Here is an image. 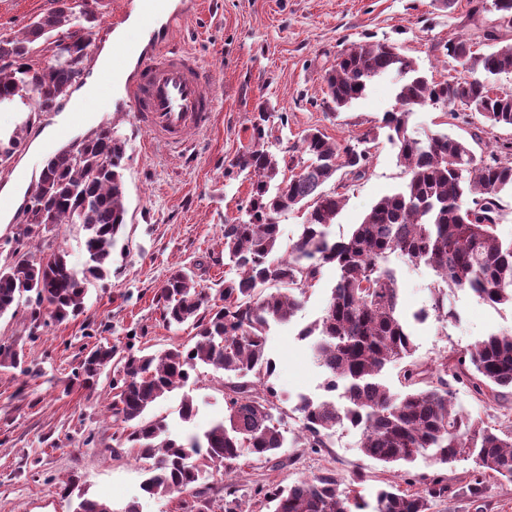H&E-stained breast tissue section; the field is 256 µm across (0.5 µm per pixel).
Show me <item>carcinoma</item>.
Returning <instances> with one entry per match:
<instances>
[{"mask_svg":"<svg viewBox=\"0 0 512 512\" xmlns=\"http://www.w3.org/2000/svg\"><path fill=\"white\" fill-rule=\"evenodd\" d=\"M468 18L475 22L496 15L483 30L488 49L463 34L443 45L448 79L435 81L419 72L395 44L353 42L336 55L324 76L327 107L340 110L362 97L378 76L394 72L401 80L397 106L386 112L382 128L398 146L408 179L392 195L371 206L352 233L338 240L329 227L345 198L325 186L337 177L365 176L376 136L368 131L343 142L319 129L301 137L307 159L289 161L291 175L279 178V159L264 149L268 138L265 113L251 125L250 146L232 162L246 174L250 190L242 207L245 217L224 225V258L236 277L224 280L217 297L201 287L195 273L179 266L170 271L156 297L167 326L192 322V343L145 354L126 346H98L81 364V383L89 388L112 367L115 422L123 425V442L148 462L142 491L150 496L191 492L206 503V512H246L231 484L206 482L212 473L237 470L242 458L273 468L284 467L281 449L288 442L278 395L268 384L275 364L268 357L271 324L286 323L318 280L323 267L338 278L323 315L300 332L314 338L311 349L327 374L325 389L333 399H302L294 408L301 427L293 442L323 448L329 432L348 422L360 430L362 452L384 464H408L427 455L448 465L472 460L471 493H480L486 477L512 480V426L491 430L456 407L452 382L468 381L477 395L512 388V333L492 334L473 345L468 359L448 358L424 367L405 366L404 391L392 392L382 381L387 365L413 355L414 344L401 313L396 271L386 258L398 252L430 267L448 288L468 291L491 304L512 305V239L496 234L501 193L512 191V141L476 152L471 140L436 133L425 141L408 134L414 109L427 105L451 114L479 115L491 127H512V90L493 83L512 74V41L501 30L512 29V0H470ZM97 11L86 0H52L20 37L0 35V106L20 102L26 119L0 135V168L8 167L23 146L31 125L77 82L92 47ZM46 51L47 63L33 56ZM127 142L106 126L81 143L77 154L60 151L43 167L32 191L29 224L15 239L17 258L0 265V317L21 298L30 304L31 329L45 318L63 323L82 315L90 280L105 278L126 224ZM303 210L305 221L286 253L281 250L277 217ZM46 224H80L86 231L87 260L82 270L56 246L29 260L21 248L41 239ZM0 366L32 370L12 342L0 341ZM201 366L224 371V417L201 432L173 437L161 420L145 414L157 399L188 383ZM265 385L258 391L257 385ZM361 479L344 482L333 473L288 486L269 484L254 492L255 505L268 512H429L431 499L448 492L432 481L421 492L397 486L381 488L374 503L359 490ZM74 512H141L129 501L115 510L104 499L78 496Z\"/></svg>","mask_w":512,"mask_h":512,"instance_id":"carcinoma-1","label":"carcinoma"}]
</instances>
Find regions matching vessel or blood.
<instances>
[{"label":"vessel or blood","mask_w":512,"mask_h":512,"mask_svg":"<svg viewBox=\"0 0 512 512\" xmlns=\"http://www.w3.org/2000/svg\"><path fill=\"white\" fill-rule=\"evenodd\" d=\"M135 73L126 85L127 109L155 139L171 149L186 147L190 133L207 128L216 100L204 86L211 77L197 57L168 40L156 41L152 51L128 43L116 48L112 68L95 78V103L113 109V81L127 64Z\"/></svg>","instance_id":"vessel-or-blood-1"}]
</instances>
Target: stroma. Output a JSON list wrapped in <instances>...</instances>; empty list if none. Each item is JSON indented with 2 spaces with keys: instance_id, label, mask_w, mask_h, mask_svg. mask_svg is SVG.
I'll use <instances>...</instances> for the list:
<instances>
[{
  "instance_id": "1",
  "label": "stroma",
  "mask_w": 512,
  "mask_h": 512,
  "mask_svg": "<svg viewBox=\"0 0 512 512\" xmlns=\"http://www.w3.org/2000/svg\"><path fill=\"white\" fill-rule=\"evenodd\" d=\"M50 6V0H0V35L24 31ZM469 8V0H455L450 7L442 0H180L183 22L173 39L196 52L211 72L205 91L217 101L213 120L207 130L190 136L185 152L177 153L151 141L131 116L102 113L101 124L127 142L126 226L108 277L88 286L84 315L35 333L27 304L0 317V339L22 347L41 371L25 377L0 367V512H72L61 485L73 476L86 496L117 508L135 498L141 512H182L181 495L142 491L146 464L134 449L119 446L109 416L112 375L103 373L91 389L76 383L84 356L99 345L122 348L130 341L154 352L194 336L191 324L163 323L156 293L178 265L202 264L201 284L209 290L233 277L224 263L222 230L240 217L250 185L230 163L249 141L257 106L270 114L267 148L280 157L301 158L300 138L312 128L339 142L366 133L394 108L397 80L381 77L350 107L328 110L323 76L337 52L353 41H391L422 73L443 81L448 72L442 46L448 37L470 33ZM480 124L479 117L447 118L441 108L429 106L415 110L408 132L421 140L437 132L466 139ZM407 177L396 147L379 136L367 174L343 190L345 204L329 228L331 237L348 236L370 207ZM389 261L397 273L402 311L411 319L416 361L454 357L486 336L512 332V306H492L467 291L449 292L453 317L437 316L434 272L399 255ZM335 280V270L324 268L291 322L269 331L267 354L275 363L270 383L292 433L301 425L292 413L298 398L326 396V374L299 332L321 316ZM224 380L223 371L199 368L184 389L152 403L145 417L164 421L177 436L204 428L224 413ZM186 394L199 406L190 424L179 417ZM455 403L489 427L512 426L510 392L478 396L460 384ZM284 455L288 463L281 469L253 459L242 464L233 482L243 498H252L263 484L286 485L332 471L345 479L363 476L369 490L396 484L419 492L431 479H442L452 492L437 499L431 512H512V481L487 478L481 496L470 497L463 489L472 462L443 466L421 456L408 465L386 466L363 455L359 432L347 425L331 431L325 447H288Z\"/></svg>"
}]
</instances>
